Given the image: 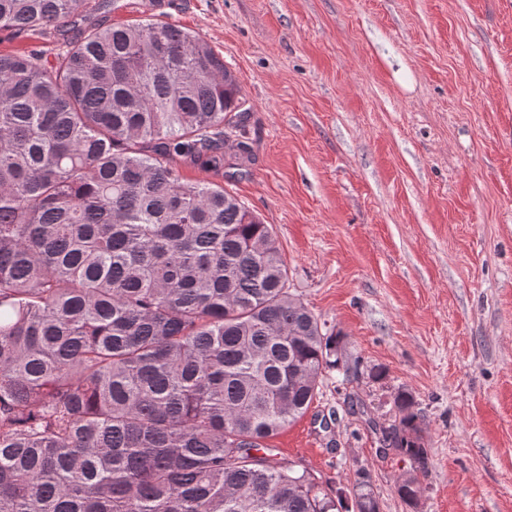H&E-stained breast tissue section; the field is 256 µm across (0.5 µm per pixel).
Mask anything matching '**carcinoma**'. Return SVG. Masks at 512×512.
<instances>
[{
    "instance_id": "1",
    "label": "carcinoma",
    "mask_w": 512,
    "mask_h": 512,
    "mask_svg": "<svg viewBox=\"0 0 512 512\" xmlns=\"http://www.w3.org/2000/svg\"><path fill=\"white\" fill-rule=\"evenodd\" d=\"M94 12L0 0V30L58 47L0 51V512H378L366 470L349 510L269 444L351 367L218 181L252 155L236 75L177 24ZM394 405L417 509L426 425Z\"/></svg>"
}]
</instances>
